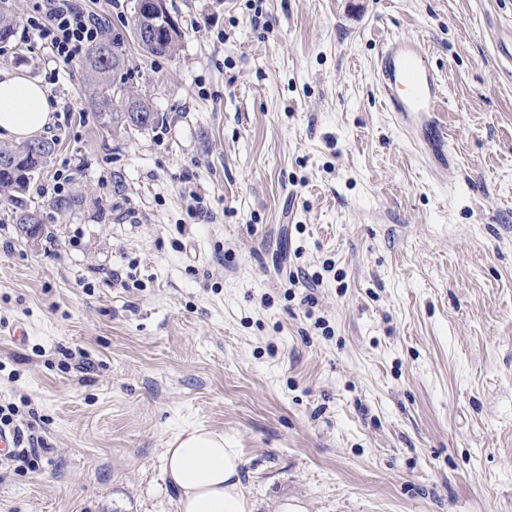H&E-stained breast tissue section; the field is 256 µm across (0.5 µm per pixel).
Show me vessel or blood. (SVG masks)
Masks as SVG:
<instances>
[{
  "instance_id": "b4317fda",
  "label": "vessel or blood",
  "mask_w": 512,
  "mask_h": 512,
  "mask_svg": "<svg viewBox=\"0 0 512 512\" xmlns=\"http://www.w3.org/2000/svg\"><path fill=\"white\" fill-rule=\"evenodd\" d=\"M379 84L387 108L429 146L436 168H448V143L438 116L445 90L426 62V46L415 37L399 36L379 56Z\"/></svg>"
}]
</instances>
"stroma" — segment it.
Listing matches in <instances>:
<instances>
[{
  "label": "stroma",
  "mask_w": 512,
  "mask_h": 512,
  "mask_svg": "<svg viewBox=\"0 0 512 512\" xmlns=\"http://www.w3.org/2000/svg\"><path fill=\"white\" fill-rule=\"evenodd\" d=\"M81 3L123 40L113 110L167 120L102 130L82 64L0 49L59 141L28 194L49 238L0 192V404L51 448L0 512H178L191 425L239 448L253 512H512V0H167L172 58L136 0ZM398 35L447 89V172L385 106ZM133 31L139 48L151 57H172L176 54L183 38V31L173 25L162 1L138 0ZM177 21V20H176ZM178 22V21H177Z\"/></svg>",
  "instance_id": "obj_1"
}]
</instances>
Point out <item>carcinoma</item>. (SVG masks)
<instances>
[{
  "instance_id": "carcinoma-1",
  "label": "carcinoma",
  "mask_w": 512,
  "mask_h": 512,
  "mask_svg": "<svg viewBox=\"0 0 512 512\" xmlns=\"http://www.w3.org/2000/svg\"><path fill=\"white\" fill-rule=\"evenodd\" d=\"M0 0V44H9L15 36L17 17ZM139 9L135 12L133 31L139 48L151 57H171L176 54L183 38V31L173 25L161 0H138ZM84 66L95 82L97 104L105 123L119 130L129 124L127 113L140 112L143 120L135 125L139 130L153 128L164 122V115L152 110L146 100L133 98L128 101L126 111H111L112 96L123 91L111 81L117 66L113 44L102 42L91 49L84 58ZM56 149V142L41 139L11 147H0V189L11 193V201L16 208L15 220L20 228L28 224H43L36 211L27 206L24 195L27 193L35 174L48 162Z\"/></svg>"
}]
</instances>
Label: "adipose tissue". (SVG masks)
<instances>
[{
    "label": "adipose tissue",
    "mask_w": 512,
    "mask_h": 512,
    "mask_svg": "<svg viewBox=\"0 0 512 512\" xmlns=\"http://www.w3.org/2000/svg\"><path fill=\"white\" fill-rule=\"evenodd\" d=\"M55 108L40 81L0 69V138L21 142L53 124ZM243 460L223 433L189 427L164 456L178 491V512H253L242 483Z\"/></svg>",
    "instance_id": "1"
}]
</instances>
